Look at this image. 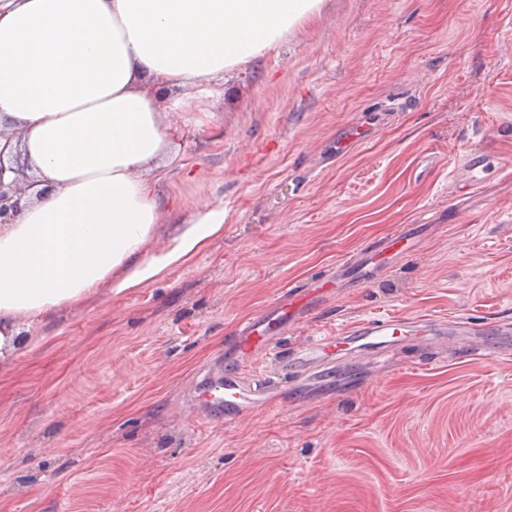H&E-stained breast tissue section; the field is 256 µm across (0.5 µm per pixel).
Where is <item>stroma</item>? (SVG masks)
<instances>
[{
	"mask_svg": "<svg viewBox=\"0 0 512 512\" xmlns=\"http://www.w3.org/2000/svg\"><path fill=\"white\" fill-rule=\"evenodd\" d=\"M158 184L224 210L194 262L61 313L0 377V512H512V356L416 332L295 362L360 317L512 325V0H325L259 71L192 99ZM366 140L337 152L346 128ZM473 151L485 184L456 168ZM409 228L371 282L278 341L280 408L234 425L199 381L238 323Z\"/></svg>",
	"mask_w": 512,
	"mask_h": 512,
	"instance_id": "1",
	"label": "stroma"
}]
</instances>
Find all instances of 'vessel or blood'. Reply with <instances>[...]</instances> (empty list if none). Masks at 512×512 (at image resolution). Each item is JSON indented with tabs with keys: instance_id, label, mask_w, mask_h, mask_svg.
<instances>
[{
	"instance_id": "vessel-or-blood-1",
	"label": "vessel or blood",
	"mask_w": 512,
	"mask_h": 512,
	"mask_svg": "<svg viewBox=\"0 0 512 512\" xmlns=\"http://www.w3.org/2000/svg\"><path fill=\"white\" fill-rule=\"evenodd\" d=\"M374 269L372 257L339 261L335 273L331 274L326 287L341 288L347 272H354L360 282H368ZM320 301L315 288L290 289L287 302L275 301L241 325L234 338V356L224 366L223 372L205 376L207 406L222 409L224 421L237 424L261 410L274 408L278 403L280 389L269 385L253 388L244 381L243 367L253 362L259 368H267L280 358L276 348L279 336L288 327L312 314ZM422 329L436 326L448 336H463L470 330L467 319L432 323L431 319L419 318L408 321L397 315L363 318L349 327L336 332L321 334L301 350L300 357L306 363L317 366L319 380H329L336 359L344 347L360 344L379 350L393 346L398 336L404 335L408 325Z\"/></svg>"
}]
</instances>
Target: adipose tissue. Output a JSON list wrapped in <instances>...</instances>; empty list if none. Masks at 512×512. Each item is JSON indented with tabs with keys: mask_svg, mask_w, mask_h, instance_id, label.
Segmentation results:
<instances>
[{
	"mask_svg": "<svg viewBox=\"0 0 512 512\" xmlns=\"http://www.w3.org/2000/svg\"><path fill=\"white\" fill-rule=\"evenodd\" d=\"M323 0H0V132L45 192L0 225V372L36 328L98 289L144 288L224 232L200 207L164 247L157 182L176 127L162 103L252 67Z\"/></svg>",
	"mask_w": 512,
	"mask_h": 512,
	"instance_id": "ef3b65f1",
	"label": "adipose tissue"
}]
</instances>
